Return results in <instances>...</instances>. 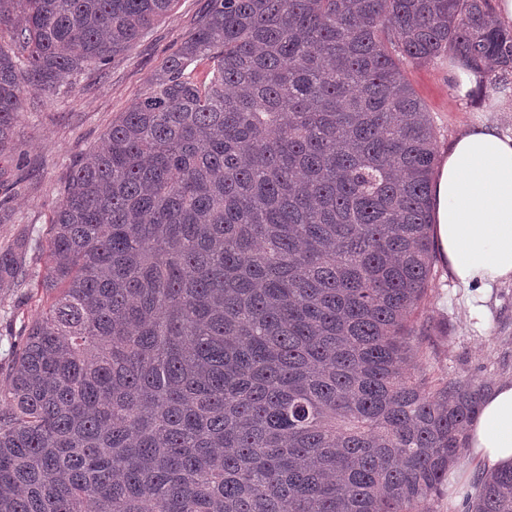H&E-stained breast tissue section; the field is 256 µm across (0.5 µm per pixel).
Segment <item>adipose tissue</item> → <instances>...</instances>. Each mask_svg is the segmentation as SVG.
<instances>
[{"label":"adipose tissue","instance_id":"adipose-tissue-1","mask_svg":"<svg viewBox=\"0 0 512 512\" xmlns=\"http://www.w3.org/2000/svg\"><path fill=\"white\" fill-rule=\"evenodd\" d=\"M435 241L464 286L512 280V136L496 125L461 132L432 184ZM468 443L489 467L512 466V380L484 396Z\"/></svg>","mask_w":512,"mask_h":512}]
</instances>
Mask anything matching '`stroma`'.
<instances>
[{
	"label": "stroma",
	"instance_id": "obj_1",
	"mask_svg": "<svg viewBox=\"0 0 512 512\" xmlns=\"http://www.w3.org/2000/svg\"><path fill=\"white\" fill-rule=\"evenodd\" d=\"M207 0H177L171 14L155 24L127 53L110 61L105 75L88 71L61 91L26 95L10 148L0 152V248L21 242L32 265V282L0 287V389L7 385L23 325L36 320L47 298L39 289L46 269L49 219L71 167L86 158L119 113L127 111L153 74L193 29ZM453 64L443 57L406 65L405 73L430 113L438 152L465 128L491 123L512 132V112L496 108L492 93L461 96L449 77ZM432 374L493 383L512 379V281L488 288H462L436 262L427 297L418 312Z\"/></svg>",
	"mask_w": 512,
	"mask_h": 512
}]
</instances>
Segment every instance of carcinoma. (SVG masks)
Here are the masks:
<instances>
[{
    "label": "carcinoma",
    "instance_id": "obj_1",
    "mask_svg": "<svg viewBox=\"0 0 512 512\" xmlns=\"http://www.w3.org/2000/svg\"><path fill=\"white\" fill-rule=\"evenodd\" d=\"M174 2L0 0V152L26 94ZM448 53L496 93L512 28L488 0H209L64 182L0 512H432L487 385L410 360L436 134L403 65ZM29 276L0 250V284ZM469 487L466 512H512V467Z\"/></svg>",
    "mask_w": 512,
    "mask_h": 512
}]
</instances>
